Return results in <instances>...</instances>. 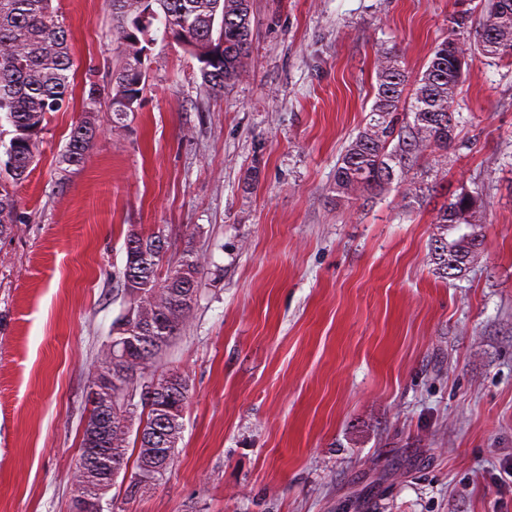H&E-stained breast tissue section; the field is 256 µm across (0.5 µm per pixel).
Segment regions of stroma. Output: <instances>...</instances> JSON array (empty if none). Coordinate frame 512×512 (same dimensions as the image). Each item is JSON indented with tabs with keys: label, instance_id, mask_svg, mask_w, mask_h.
I'll return each instance as SVG.
<instances>
[{
	"label": "stroma",
	"instance_id": "35a3bbf8",
	"mask_svg": "<svg viewBox=\"0 0 512 512\" xmlns=\"http://www.w3.org/2000/svg\"><path fill=\"white\" fill-rule=\"evenodd\" d=\"M85 74L119 59L105 0H52ZM480 0H252L248 77L209 95L156 38L128 118L100 114L78 167L55 113L0 241V512H70L97 357L125 311L129 229L166 272L204 260L191 318L155 363L189 385L158 485L119 512H512V65L472 53L449 189L481 188L466 274L435 275L432 206L337 200L336 164L373 102L374 61L425 70Z\"/></svg>",
	"mask_w": 512,
	"mask_h": 512
}]
</instances>
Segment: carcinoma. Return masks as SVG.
I'll use <instances>...</instances> for the list:
<instances>
[{"mask_svg": "<svg viewBox=\"0 0 512 512\" xmlns=\"http://www.w3.org/2000/svg\"><path fill=\"white\" fill-rule=\"evenodd\" d=\"M106 3L122 60L109 83L101 85L90 77L85 84L83 117L72 127L59 158L69 167L81 165L93 148L102 105L116 116L140 108L154 22L197 60L208 93L224 94L248 72L249 0ZM475 50L512 64V0H483L476 17L468 9L453 12L448 37L413 78L402 65L399 49L377 51L374 102L336 168L337 199L369 202L393 188L400 206L410 211L445 183L440 158L455 144L453 103ZM73 66L69 30L54 14L52 0H0V115L12 126L0 171V238L11 236L25 221L9 183L28 176L45 122L69 102ZM433 223L434 272L444 279L458 278L477 257L485 223L482 194L466 187L447 193ZM165 247L158 232L130 229L125 236L120 278L128 308L100 351L90 383L98 388V399L88 419L107 424L108 447L94 459L77 454L72 484L80 487V500L72 503V512H86L84 504L102 502L123 470L130 471L126 492L135 496L158 484L173 465L188 400L186 379L176 372L157 375L153 366L158 351L191 317L203 261L189 252L160 280L156 270ZM150 389L153 398L148 400L144 393Z\"/></svg>", "mask_w": 512, "mask_h": 512, "instance_id": "carcinoma-1", "label": "carcinoma"}]
</instances>
